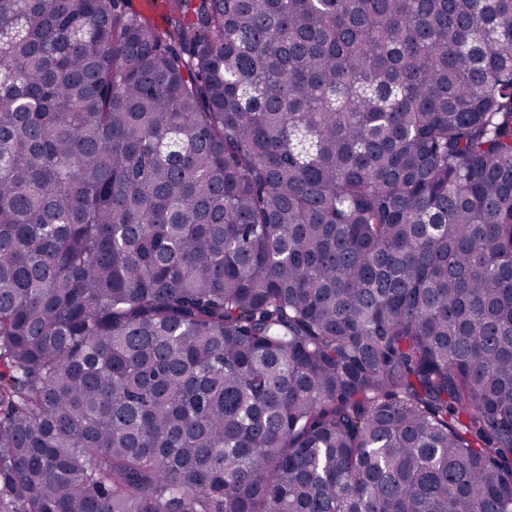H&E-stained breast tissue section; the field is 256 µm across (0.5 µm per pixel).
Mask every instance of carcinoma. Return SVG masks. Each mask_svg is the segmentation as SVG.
Masks as SVG:
<instances>
[{"label":"carcinoma","instance_id":"1","mask_svg":"<svg viewBox=\"0 0 512 512\" xmlns=\"http://www.w3.org/2000/svg\"><path fill=\"white\" fill-rule=\"evenodd\" d=\"M0 512H512V0H0Z\"/></svg>","mask_w":512,"mask_h":512}]
</instances>
